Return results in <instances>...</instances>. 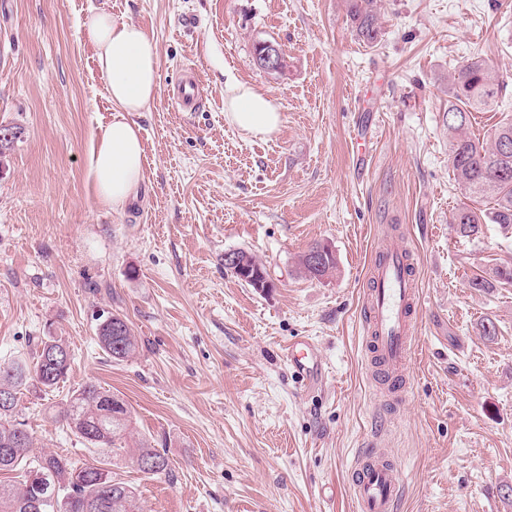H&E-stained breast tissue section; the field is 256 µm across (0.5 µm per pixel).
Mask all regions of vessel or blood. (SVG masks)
I'll return each mask as SVG.
<instances>
[{
  "instance_id": "vessel-or-blood-1",
  "label": "vessel or blood",
  "mask_w": 512,
  "mask_h": 512,
  "mask_svg": "<svg viewBox=\"0 0 512 512\" xmlns=\"http://www.w3.org/2000/svg\"><path fill=\"white\" fill-rule=\"evenodd\" d=\"M200 96V83L187 72L171 104L182 110L195 104ZM413 266L408 253L396 243L379 247L368 272L371 286L362 299L369 314L365 347L372 368L379 374L375 385L387 394L394 407L404 400L415 342L413 312L420 296ZM288 362L303 385L315 384L318 355L313 343L290 345ZM401 484V474L393 461L379 450L377 443L367 444L350 470L355 512H397Z\"/></svg>"
}]
</instances>
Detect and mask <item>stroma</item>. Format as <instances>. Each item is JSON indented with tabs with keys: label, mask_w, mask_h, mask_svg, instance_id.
<instances>
[{
	"label": "stroma",
	"mask_w": 512,
	"mask_h": 512,
	"mask_svg": "<svg viewBox=\"0 0 512 512\" xmlns=\"http://www.w3.org/2000/svg\"><path fill=\"white\" fill-rule=\"evenodd\" d=\"M100 10L149 34L161 76L133 116L144 177L121 210L90 176L113 114L81 34ZM378 23L370 45L345 0H0V124L23 131L0 160V364L33 357L48 333L72 355L58 389L18 402L32 457L89 458L50 409L93 382L170 459L154 477L116 466L143 512H354L349 469L382 420L362 297L388 230L417 261L421 300L406 402L382 440L404 478L398 512H512V283L497 275L512 268V230L457 233L465 194L444 116L451 75L476 53L505 87L470 132L512 116V0H380ZM260 40L280 45L286 75L256 65ZM189 67L204 101L179 112ZM233 83L275 101V136L225 119ZM317 244L336 256L320 280L298 265ZM233 250L266 267L268 291L225 271ZM102 312L128 319L135 357L99 347ZM302 336L325 368L305 393L287 358Z\"/></svg>",
	"instance_id": "stroma-1"
}]
</instances>
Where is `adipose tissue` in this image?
<instances>
[{
  "label": "adipose tissue",
  "instance_id": "ef3b65f1",
  "mask_svg": "<svg viewBox=\"0 0 512 512\" xmlns=\"http://www.w3.org/2000/svg\"><path fill=\"white\" fill-rule=\"evenodd\" d=\"M83 28L96 48L97 65L114 110L92 151L91 176L100 201L118 209L143 178L140 129L131 115L146 110L160 91L157 53L142 27L109 12L92 13ZM224 112L230 123L253 135L274 134L281 125L272 98L243 85L230 88Z\"/></svg>",
  "mask_w": 512,
  "mask_h": 512
}]
</instances>
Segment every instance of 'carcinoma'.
Here are the masks:
<instances>
[{"label":"carcinoma","mask_w":512,"mask_h":512,"mask_svg":"<svg viewBox=\"0 0 512 512\" xmlns=\"http://www.w3.org/2000/svg\"><path fill=\"white\" fill-rule=\"evenodd\" d=\"M378 0H347L348 13L357 35L374 44L380 35ZM500 83L480 56L460 65L450 80L448 93L449 160L456 182L471 197L490 200L491 207L478 210L463 203L456 208L451 223L465 237H478L484 224L512 227V119L498 123L478 138L469 133L471 112L490 109ZM301 265L314 279H322L336 269V257L326 251L313 264L303 255ZM97 339L113 360L132 358L139 349L125 317L99 316ZM71 364L67 347L53 336H45L32 361L17 360L0 365V387L13 393L12 403L0 406V512H141L136 490L112 472V461L125 458L149 475L169 473V459L145 438L129 444L131 416L126 404L95 383L73 390L53 410L60 421L93 453L81 465L61 455L33 458L31 440L24 423L15 414L19 395L31 388L45 391L64 381ZM161 459L159 469L146 467L149 460Z\"/></svg>","instance_id":"carcinoma-1"}]
</instances>
